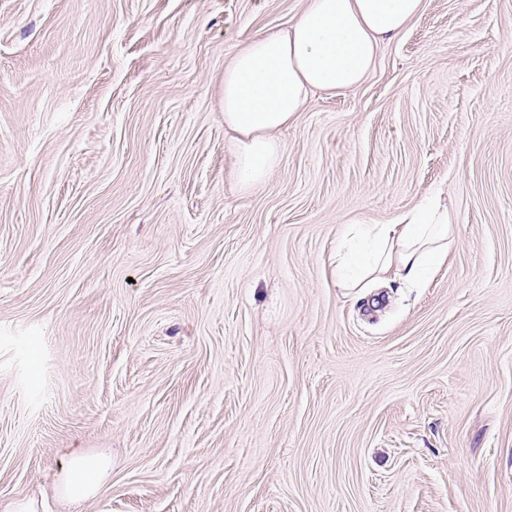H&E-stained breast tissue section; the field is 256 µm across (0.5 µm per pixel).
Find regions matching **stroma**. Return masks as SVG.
Wrapping results in <instances>:
<instances>
[{"mask_svg":"<svg viewBox=\"0 0 512 512\" xmlns=\"http://www.w3.org/2000/svg\"><path fill=\"white\" fill-rule=\"evenodd\" d=\"M305 5L0 0V512H512V0H425L245 192L224 67ZM437 191L433 276L337 286ZM110 465L111 460L105 455L73 452L58 491L71 503L82 502L94 494Z\"/></svg>","mask_w":512,"mask_h":512,"instance_id":"stroma-1","label":"stroma"}]
</instances>
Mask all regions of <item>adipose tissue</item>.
<instances>
[{
	"label": "adipose tissue",
	"mask_w": 512,
	"mask_h": 512,
	"mask_svg": "<svg viewBox=\"0 0 512 512\" xmlns=\"http://www.w3.org/2000/svg\"><path fill=\"white\" fill-rule=\"evenodd\" d=\"M424 0H308L287 30L261 35L224 69V125L235 135V177L250 190L280 158L278 130L301 112L311 93L361 84L380 44L396 37ZM452 217L438 196L424 199L391 224L349 221L336 240L339 287L366 290L389 270L420 284L440 268L453 244ZM109 457L72 453L58 490L72 503L90 498Z\"/></svg>",
	"instance_id": "obj_1"
}]
</instances>
